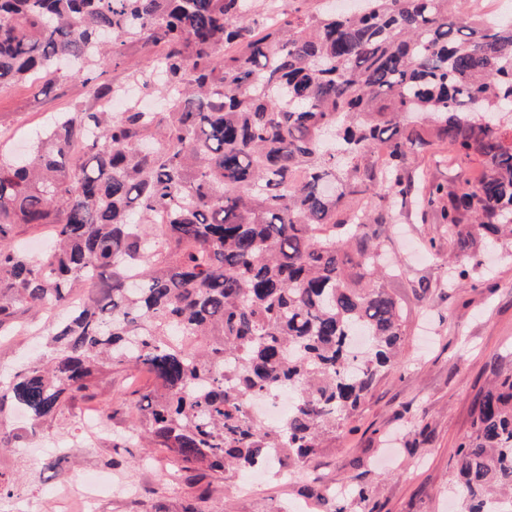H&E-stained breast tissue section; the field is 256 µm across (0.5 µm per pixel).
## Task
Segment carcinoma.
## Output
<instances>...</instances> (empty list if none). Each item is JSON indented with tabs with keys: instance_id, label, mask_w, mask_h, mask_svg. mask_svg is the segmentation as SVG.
Masks as SVG:
<instances>
[{
	"instance_id": "1",
	"label": "carcinoma",
	"mask_w": 512,
	"mask_h": 512,
	"mask_svg": "<svg viewBox=\"0 0 512 512\" xmlns=\"http://www.w3.org/2000/svg\"><path fill=\"white\" fill-rule=\"evenodd\" d=\"M464 0H363L316 14L252 0H0V88L59 59L77 104L29 154L0 157V336L58 307L51 354L0 390V414L45 436L112 372L143 368L127 438L179 471L299 470L399 364L406 318L385 287L377 227L412 195L409 152L448 146L473 179L428 183L448 244L476 273L512 244V24ZM156 49L135 71L164 112L101 103L94 75L128 41ZM50 232L29 255L28 230ZM456 451L463 512L512 500V371L490 366ZM288 391L278 427L254 400Z\"/></svg>"
}]
</instances>
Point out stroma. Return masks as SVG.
Returning <instances> with one entry per match:
<instances>
[{
    "label": "stroma",
    "mask_w": 512,
    "mask_h": 512,
    "mask_svg": "<svg viewBox=\"0 0 512 512\" xmlns=\"http://www.w3.org/2000/svg\"><path fill=\"white\" fill-rule=\"evenodd\" d=\"M82 98L80 80L65 69L52 86L30 79L0 93V129L17 131L5 152L27 151L58 112ZM380 239L389 259L403 268L386 282L406 317L399 367L378 381L304 475L285 483L270 476L253 485L241 471L218 479L196 470L172 480L169 459L157 449L95 441L76 420L90 408L112 406L111 429L125 430L131 415L118 402L130 386L148 379L131 369L113 374L94 400L74 401L55 420L64 456L56 470L43 467L46 440L40 434L0 449V476L11 487L0 505L24 496L33 512H62V486L97 472L135 490L129 497H101L97 512H459L456 449L489 385L490 361L512 366V254L495 253L487 260L490 273L451 288L445 283L448 231L434 212L385 225ZM46 355L38 324L0 336V388Z\"/></svg>",
    "instance_id": "1"
}]
</instances>
